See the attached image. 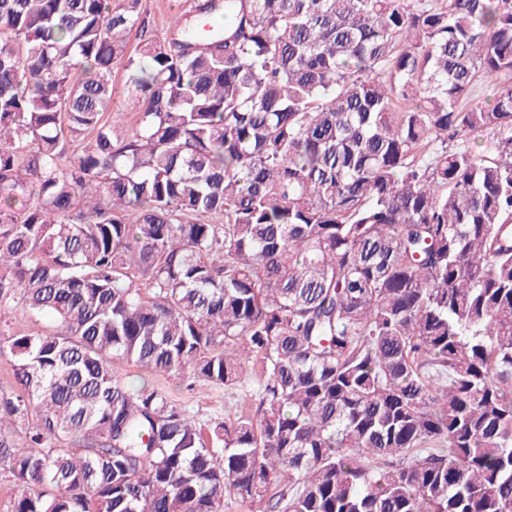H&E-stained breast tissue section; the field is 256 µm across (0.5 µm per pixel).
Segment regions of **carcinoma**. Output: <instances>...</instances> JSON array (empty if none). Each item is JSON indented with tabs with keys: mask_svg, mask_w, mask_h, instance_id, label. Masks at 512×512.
<instances>
[{
	"mask_svg": "<svg viewBox=\"0 0 512 512\" xmlns=\"http://www.w3.org/2000/svg\"><path fill=\"white\" fill-rule=\"evenodd\" d=\"M501 74L512 0H0L11 512H512ZM116 360L258 389L204 427ZM192 0H142V10L150 25L158 33L167 30L170 18L178 11L187 10Z\"/></svg>",
	"mask_w": 512,
	"mask_h": 512,
	"instance_id": "obj_1",
	"label": "carcinoma"
}]
</instances>
